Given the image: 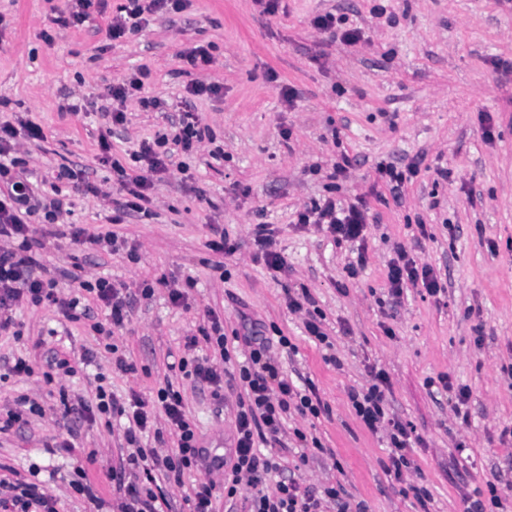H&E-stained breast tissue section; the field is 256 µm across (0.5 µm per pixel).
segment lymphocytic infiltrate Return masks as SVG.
<instances>
[{
    "label": "lymphocytic infiltrate",
    "mask_w": 512,
    "mask_h": 512,
    "mask_svg": "<svg viewBox=\"0 0 512 512\" xmlns=\"http://www.w3.org/2000/svg\"><path fill=\"white\" fill-rule=\"evenodd\" d=\"M182 7L183 0H128L123 14L113 17L108 33L112 38H121L126 31L138 29L145 14L164 9L177 11ZM20 137L41 141L45 134L40 125L19 115L0 120V333L21 338L15 311L26 305L51 307L66 320H78L77 309L87 297L107 311L106 323L94 325L98 334H105L110 327H123L129 320L134 296L145 299L153 296L155 289L151 284H142L134 294L107 278L88 280L74 272L70 278L77 284V293L72 296L59 291L56 278L40 272L34 252L43 248L44 243L30 235L27 219L40 211L46 219H55L62 211L63 202L40 194L31 172L24 168L20 158L12 156L13 144ZM211 138L208 126L202 125L196 115L182 113L179 121L170 123L167 132L156 134L154 139L132 151L130 158L137 167L130 171L114 158L109 133H102L98 141L99 161L111 167L126 192L124 200L112 209L111 223H123L126 216L134 212L150 214L155 176L173 167L178 154L191 153ZM366 220L365 202L360 198L345 206L328 198L296 214L297 223L325 225L338 242L362 237ZM388 280L389 292L397 298L402 296L407 283L422 284L432 295L439 291L433 270L427 266L416 267L408 259L391 262ZM207 318L209 326L203 329L201 336L187 337L185 354L178 368L194 384L207 386L217 394L223 387L225 362L239 346H246V359L239 368L244 394L238 399L232 459L211 455L200 446L183 396L169 383L149 398L135 392L120 399L100 386L96 389L95 402L80 399L64 403L63 416L90 422L115 416L126 419L123 435L132 448L129 462L152 461L153 465L163 468L169 484L182 485L185 472L206 469V477L196 480L184 498L188 512H217L215 489L219 485L208 477L214 470L224 473L220 487L226 497H236L240 483L248 484L251 493L244 500L245 512H326L332 504L336 505L337 512H365L364 505L353 506L343 501L339 489L333 486L317 490L290 479L268 487V475L280 469L274 448L280 443L279 435L288 414L294 411L303 416H316L324 405L315 388L299 389L287 376L280 374L269 354L270 345L274 343L269 338L252 332L229 337L224 332L223 320L215 311H208ZM202 342L212 348V355H197V347ZM373 379L365 392H352L350 400L370 431L385 432L390 448L385 469L399 480L412 466L407 456L410 433L387 411V375L377 371ZM160 418L177 439L174 452L165 456L141 444L143 435L153 429ZM107 476L116 484L112 512H166L171 506L166 488H155L154 477L141 482L128 479L122 465L110 468ZM57 504L56 497L40 491L38 485L25 481L20 473L0 477V512H58Z\"/></svg>",
    "instance_id": "lymphocytic-infiltrate-1"
}]
</instances>
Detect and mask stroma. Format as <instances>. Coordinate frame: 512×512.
Wrapping results in <instances>:
<instances>
[{
	"label": "stroma",
	"instance_id": "35a3bbf8",
	"mask_svg": "<svg viewBox=\"0 0 512 512\" xmlns=\"http://www.w3.org/2000/svg\"><path fill=\"white\" fill-rule=\"evenodd\" d=\"M127 0L90 8L83 23L56 25L62 0H0V115L21 114L46 139L20 140L17 155L37 180L57 183L65 202L54 227L75 224L113 229L138 249L139 262L46 238L40 264L58 273L62 292L74 284L67 270L81 263L86 278L105 276L135 289L155 283L151 299H138L131 322L112 341L136 370H113L86 322H70L49 307L17 315L20 340L0 341V410L19 396L36 397L42 416L21 432L0 433V463L43 486L59 512H109L114 498L108 467L127 458L121 429L66 421L59 394L43 383L48 350L68 352L76 370L61 392L93 399L97 375L117 398L155 393L164 383L180 389L202 447L225 455L233 444L241 385L225 388L223 403L192 386L175 365L184 339L199 335L215 310L225 334L256 321L272 338L271 356L296 383L312 381L325 405L319 416L290 415L278 451L281 477L303 485L339 486L343 500L367 512H464L462 494L485 488L492 475L512 482V5L507 0H280L262 13L255 0H185L178 11L148 15L139 29L112 39L108 25ZM334 14L339 28L358 29L347 44L313 26ZM208 48L212 62L194 68L181 51ZM147 67L142 96L163 111L127 100L126 122L114 127L115 157L153 138L182 112L196 113L212 130L221 159L201 144L188 173L171 171L157 182L151 216L110 225L113 201L125 192L110 167L98 161V112L85 98H106L113 82ZM192 82L222 85L218 98L187 95ZM299 97L287 103L282 88ZM351 165L333 177L342 157ZM417 175L391 191L377 167ZM86 169L99 194L58 179L61 165ZM333 196L366 201V237L336 243L316 225L300 226L297 211ZM267 224L288 269L270 274L252 259L251 231ZM228 232L234 253L211 250L214 228ZM436 274L441 292L406 285L389 293L388 267L398 251ZM357 276L347 268L358 254ZM184 289L187 306L170 303L167 283ZM308 290L314 317L329 345L308 337L306 312L288 308V293ZM285 336L290 348H282ZM96 351L84 363L85 350ZM30 358L31 376L6 377L5 360ZM389 376L390 415L413 430L415 468L402 480L389 475L384 433L370 431L355 414L350 391L370 384L369 367ZM468 386L469 419H457L439 378ZM317 438L304 446L297 432ZM71 441L74 453L50 454L46 444ZM96 451L97 462L83 455ZM85 467L97 502L74 493L77 467ZM426 486L427 506L412 489Z\"/></svg>",
	"mask_w": 512,
	"mask_h": 512
}]
</instances>
